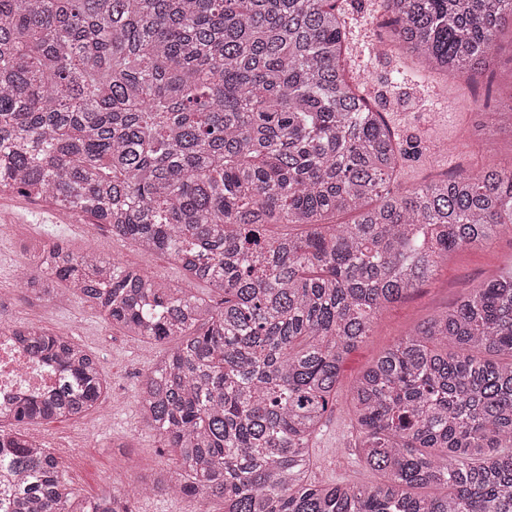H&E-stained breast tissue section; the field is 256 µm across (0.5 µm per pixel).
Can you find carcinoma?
<instances>
[{"label": "carcinoma", "mask_w": 512, "mask_h": 512, "mask_svg": "<svg viewBox=\"0 0 512 512\" xmlns=\"http://www.w3.org/2000/svg\"><path fill=\"white\" fill-rule=\"evenodd\" d=\"M380 8L394 47L458 76L489 65L512 21V0ZM345 41L336 0H0V189L90 215L187 283L61 240L29 247L25 292L76 295L171 344L137 402L176 471L75 493L28 428L98 409L108 383L93 352L20 323L19 346L65 381L0 410V512H132L159 492L187 512H512V267L360 375L355 448L383 480L312 478L344 363L375 320L448 254L512 233V165L396 187L420 143L349 82Z\"/></svg>", "instance_id": "obj_1"}]
</instances>
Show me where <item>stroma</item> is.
I'll use <instances>...</instances> for the list:
<instances>
[{
  "label": "stroma",
  "instance_id": "stroma-1",
  "mask_svg": "<svg viewBox=\"0 0 512 512\" xmlns=\"http://www.w3.org/2000/svg\"><path fill=\"white\" fill-rule=\"evenodd\" d=\"M349 47L346 63L377 111L398 134L418 137L424 152L408 161L397 177L408 189L427 179L461 169L478 172L487 162L512 163V127L497 126L483 113L485 88L502 100L512 99V27L504 26L489 70L469 77H445L422 71L412 58L386 47L379 25L380 0H341ZM12 233L0 238V303L4 318L34 322L61 332L97 354L110 383L108 402L78 419L35 427L62 463L66 478L91 498L124 481L128 460L144 466H172L174 454L143 420L135 394L140 381L166 348L140 342L104 322L80 298L57 304L19 296L16 275L27 258L25 244L62 239L76 252L93 250L102 258L137 265L158 281L176 283L178 267L167 258L141 252L93 226L90 217L62 213L51 204L18 192L0 195V224ZM512 264V234L503 233L482 248H463L440 262L434 280L394 304L376 321L371 336L348 358L340 378L336 406L317 441L313 476L323 484L373 483L376 472L356 454L349 393L356 380L383 350L414 325L453 304L468 288L490 279Z\"/></svg>",
  "mask_w": 512,
  "mask_h": 512
}]
</instances>
